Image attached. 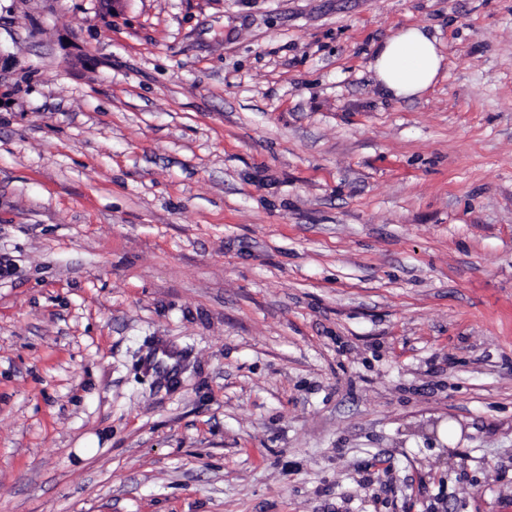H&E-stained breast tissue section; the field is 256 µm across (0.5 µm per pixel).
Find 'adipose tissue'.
I'll list each match as a JSON object with an SVG mask.
<instances>
[{"mask_svg":"<svg viewBox=\"0 0 512 512\" xmlns=\"http://www.w3.org/2000/svg\"><path fill=\"white\" fill-rule=\"evenodd\" d=\"M443 66L437 39L423 25L403 28L379 43L371 63L376 86L393 100L425 94Z\"/></svg>","mask_w":512,"mask_h":512,"instance_id":"adipose-tissue-1","label":"adipose tissue"}]
</instances>
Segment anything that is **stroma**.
Segmentation results:
<instances>
[{
	"mask_svg": "<svg viewBox=\"0 0 512 512\" xmlns=\"http://www.w3.org/2000/svg\"><path fill=\"white\" fill-rule=\"evenodd\" d=\"M0 512H512V0H0ZM443 66L437 39L424 25L408 26L379 43L371 62L376 86L393 100L425 94Z\"/></svg>",
	"mask_w": 512,
	"mask_h": 512,
	"instance_id": "stroma-1",
	"label": "stroma"
}]
</instances>
